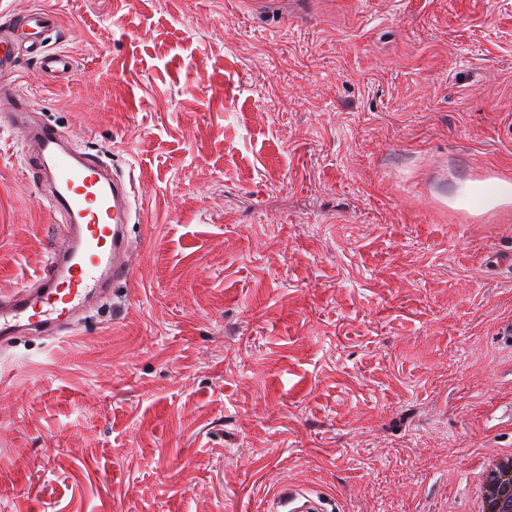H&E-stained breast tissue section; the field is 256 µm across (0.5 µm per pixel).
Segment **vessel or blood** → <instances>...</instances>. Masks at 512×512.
Returning a JSON list of instances; mask_svg holds the SVG:
<instances>
[{
    "label": "vessel or blood",
    "mask_w": 512,
    "mask_h": 512,
    "mask_svg": "<svg viewBox=\"0 0 512 512\" xmlns=\"http://www.w3.org/2000/svg\"><path fill=\"white\" fill-rule=\"evenodd\" d=\"M60 28L56 13L35 8L0 29V92L13 86L21 53L32 55L39 69L55 80L75 76L71 56L49 48ZM27 100L0 102V127L16 134L34 159L32 178L51 210L70 225L67 246L52 249L34 280L0 297V345L24 331L54 334L69 328L77 314L103 298L110 284L132 275L133 246L127 226L140 205L132 200L122 174L111 173L99 156L74 145L57 128L29 124ZM272 512H328L313 492L282 486Z\"/></svg>",
    "instance_id": "vessel-or-blood-1"
}]
</instances>
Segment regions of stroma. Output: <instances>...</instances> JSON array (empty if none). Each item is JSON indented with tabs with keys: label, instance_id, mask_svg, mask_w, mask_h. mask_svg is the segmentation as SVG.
<instances>
[{
	"label": "stroma",
	"instance_id": "obj_1",
	"mask_svg": "<svg viewBox=\"0 0 512 512\" xmlns=\"http://www.w3.org/2000/svg\"><path fill=\"white\" fill-rule=\"evenodd\" d=\"M14 90L133 174L135 273L0 348V512H481L512 453V0H0ZM61 216L0 128V291ZM325 500L313 492L283 485L274 499L272 512H329Z\"/></svg>",
	"mask_w": 512,
	"mask_h": 512
}]
</instances>
